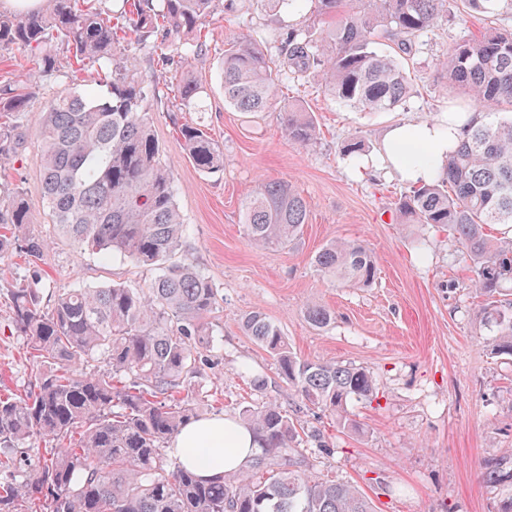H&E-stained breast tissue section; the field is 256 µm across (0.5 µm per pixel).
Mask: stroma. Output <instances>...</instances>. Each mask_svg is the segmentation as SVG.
I'll return each instance as SVG.
<instances>
[{
	"label": "stroma",
	"mask_w": 512,
	"mask_h": 512,
	"mask_svg": "<svg viewBox=\"0 0 512 512\" xmlns=\"http://www.w3.org/2000/svg\"><path fill=\"white\" fill-rule=\"evenodd\" d=\"M224 4L214 0L202 50L184 64L207 92L201 120L224 145L223 169L208 175L193 166L169 119L173 104L166 93L149 107L185 222L175 258L191 261L218 290L212 334L202 349L209 363L195 382L200 417L237 418L244 409L274 401L301 430L297 450L308 470L357 485L376 512H497L512 491L489 486L483 465L512 450V355L491 351L496 330L482 318L475 274L447 231L396 223L395 204L412 182L369 165L390 128L447 120L449 101L463 93L449 86L438 63L453 43L479 35L482 21L441 23L420 43L409 70L410 94L392 112L365 114L337 103L316 72L283 81L282 98L311 112L320 131L313 143L300 146L288 140L279 109L254 114L225 104L221 61L225 42L241 31L263 37L268 55L281 60L283 35L311 19L310 8L286 0H236L228 12ZM96 80L90 66L72 82L39 79L18 155L0 170V196L23 190L33 230L49 243L39 263L49 287L114 282L144 288L156 270L120 255L104 261L81 252L58 233L43 198L39 112L53 94L80 91ZM352 137L365 142L367 167L344 158L342 146ZM264 180L290 182L309 207L300 237L285 249L254 247L240 222L244 200ZM336 239L358 242L373 254L378 271L371 286L350 287L317 274L313 257ZM28 274L19 256L0 259V390L18 394L28 387L30 365L7 291ZM312 302L331 311L329 326L308 322L305 309ZM253 311L281 329L297 356L369 369L373 396L347 404L357 430L340 427L330 412L297 409L275 360L242 327ZM254 373L265 379L263 388L252 385Z\"/></svg>",
	"instance_id": "obj_1"
}]
</instances>
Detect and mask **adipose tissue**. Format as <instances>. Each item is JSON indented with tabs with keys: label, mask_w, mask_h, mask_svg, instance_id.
<instances>
[{
	"label": "adipose tissue",
	"mask_w": 512,
	"mask_h": 512,
	"mask_svg": "<svg viewBox=\"0 0 512 512\" xmlns=\"http://www.w3.org/2000/svg\"><path fill=\"white\" fill-rule=\"evenodd\" d=\"M461 137L460 126L444 128L434 123H410L393 128L381 148L393 168L412 181L428 179L425 170L415 167L411 155L433 150L447 153ZM259 442L253 431L239 419L220 416L187 423L171 442L169 453L181 465L205 478L244 471Z\"/></svg>",
	"instance_id": "adipose-tissue-1"
}]
</instances>
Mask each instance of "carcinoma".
<instances>
[{"instance_id": "obj_1", "label": "carcinoma", "mask_w": 512, "mask_h": 512, "mask_svg": "<svg viewBox=\"0 0 512 512\" xmlns=\"http://www.w3.org/2000/svg\"><path fill=\"white\" fill-rule=\"evenodd\" d=\"M314 4L313 13L336 20L290 28L277 65L250 35L224 45V102L239 112L277 105L280 74L320 70L331 98L361 112H392L410 93L408 60L419 41L444 16L488 19L512 15V0H288ZM46 9L0 15V46L36 48L35 72L64 75L67 65L90 64L109 96L97 89L62 92L39 113L42 190L52 223L77 248L108 258L119 253L142 267H162L146 288L123 283L70 288L44 306L37 262L46 244L32 231L20 192L0 198V257L17 254L32 267L30 278L8 289L13 320L26 336L32 367L30 391L0 393V512L19 502L42 501L30 512H374L354 486L311 475L304 461L281 452L299 437L293 419L276 402L243 412L264 452L248 470L202 479L168 454L169 442L198 417L189 398L207 343L218 291L195 266L172 261L181 247L184 220L175 204L173 176L161 162L148 100L155 84L117 60L112 15L81 0H46ZM213 0H126L125 13L138 41L153 37L169 48L163 70L176 78L177 126L195 167H224V149L198 122L180 112H201L202 86L180 60L196 51L195 36ZM439 66L448 84L463 90L476 110L452 112L462 124L454 150L412 157L431 177L399 199L400 224L439 225L459 245L475 273L483 313L497 314L496 347L512 354V315L497 313L503 284L512 282V236H493L489 226L512 228V30L491 28L456 42ZM35 76L0 86V165L16 154L22 116L35 94ZM288 139L306 146L316 138L313 116L280 106ZM366 152L351 139L344 156L354 165ZM305 199L281 180L261 182L245 201L241 223L257 247L286 248L308 223ZM323 278L368 287L376 278L372 253L355 242L335 241L314 258ZM308 321L327 326L332 315L311 303ZM243 327L271 354L300 403L344 415L351 398L373 396V376L353 364L309 360L288 347L281 329L263 313ZM55 446L34 462L14 449L33 438ZM487 481L512 485V452L484 463Z\"/></svg>"}]
</instances>
